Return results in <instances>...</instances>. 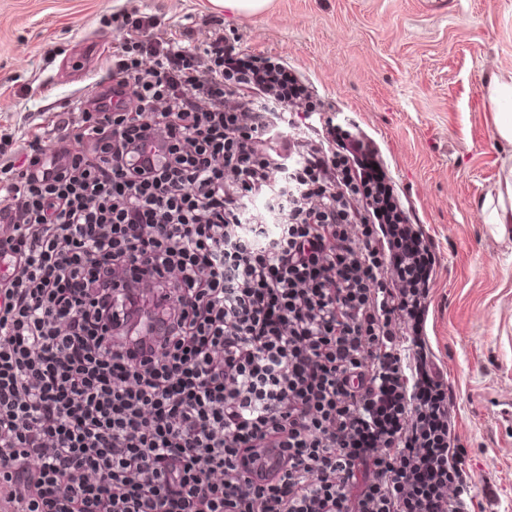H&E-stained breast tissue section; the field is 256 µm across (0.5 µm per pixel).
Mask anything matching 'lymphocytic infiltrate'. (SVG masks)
<instances>
[{"mask_svg":"<svg viewBox=\"0 0 512 512\" xmlns=\"http://www.w3.org/2000/svg\"><path fill=\"white\" fill-rule=\"evenodd\" d=\"M121 30L124 103L0 151V512H477L373 142L223 27Z\"/></svg>","mask_w":512,"mask_h":512,"instance_id":"1","label":"lymphocytic infiltrate"}]
</instances>
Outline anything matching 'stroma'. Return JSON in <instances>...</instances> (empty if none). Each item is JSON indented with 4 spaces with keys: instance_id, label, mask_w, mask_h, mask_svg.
<instances>
[{
    "instance_id": "35a3bbf8",
    "label": "stroma",
    "mask_w": 512,
    "mask_h": 512,
    "mask_svg": "<svg viewBox=\"0 0 512 512\" xmlns=\"http://www.w3.org/2000/svg\"><path fill=\"white\" fill-rule=\"evenodd\" d=\"M135 10L185 47L221 21L376 141L434 242L427 332L477 496L512 512V229L482 214L512 156L487 91L490 76L512 77V0H269L237 17L211 0H0V135L17 154L57 112L80 122L68 105L107 78L116 20Z\"/></svg>"
}]
</instances>
